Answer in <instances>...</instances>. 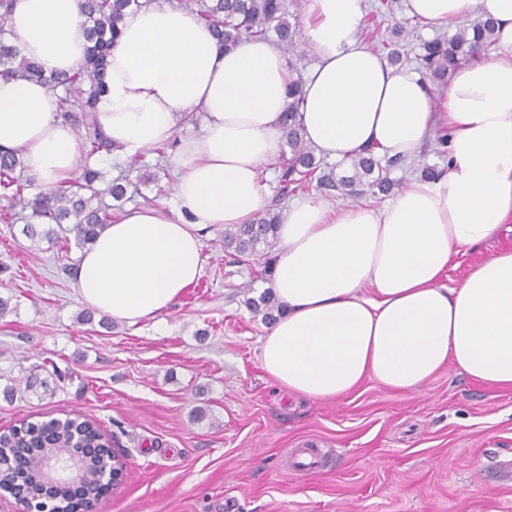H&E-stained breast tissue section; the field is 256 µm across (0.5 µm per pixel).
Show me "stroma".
Instances as JSON below:
<instances>
[{"label": "stroma", "mask_w": 512, "mask_h": 512, "mask_svg": "<svg viewBox=\"0 0 512 512\" xmlns=\"http://www.w3.org/2000/svg\"><path fill=\"white\" fill-rule=\"evenodd\" d=\"M0 222V388L32 366L52 393L0 395V431L85 417L127 458L104 512H512V389L446 369L420 392L374 381L302 400L260 366L269 330L250 300L272 287L234 263L224 229L166 311L130 325L80 323L75 243L35 244Z\"/></svg>", "instance_id": "35a3bbf8"}]
</instances>
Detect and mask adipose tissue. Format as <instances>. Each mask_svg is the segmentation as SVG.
<instances>
[{
  "label": "adipose tissue",
  "mask_w": 512,
  "mask_h": 512,
  "mask_svg": "<svg viewBox=\"0 0 512 512\" xmlns=\"http://www.w3.org/2000/svg\"><path fill=\"white\" fill-rule=\"evenodd\" d=\"M364 2L308 0L304 35L317 62L299 114L306 136L333 160L370 146L409 159L445 127L447 168L379 207L305 198L287 208L272 271L283 312L261 340V367L309 400L345 396L368 380L416 393L449 366L512 388V249L445 282L453 257L512 222V62L462 66L444 92L430 93L418 72L389 65L358 39ZM405 3L431 26L493 19L498 44L512 53V0ZM82 22L78 0H15L11 25L21 54L50 74L82 61ZM290 81L286 55L270 42L227 47L188 12H127L98 124L130 159L169 141L185 113L205 122L182 144L171 210L128 208L81 254L72 284L83 304L134 324L197 282L200 229L249 223L265 204L259 167L281 151ZM18 147L47 188L80 155L51 89L0 76V148Z\"/></svg>",
  "instance_id": "adipose-tissue-1"
}]
</instances>
